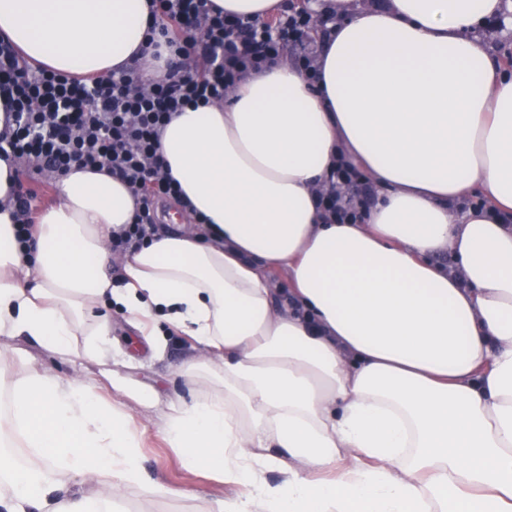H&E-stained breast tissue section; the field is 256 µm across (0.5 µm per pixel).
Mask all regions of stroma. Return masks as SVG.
Wrapping results in <instances>:
<instances>
[{
  "mask_svg": "<svg viewBox=\"0 0 512 512\" xmlns=\"http://www.w3.org/2000/svg\"><path fill=\"white\" fill-rule=\"evenodd\" d=\"M112 322L116 347L111 359L103 363L89 358L70 361L48 353L34 341L6 336H0V354L7 358L11 370L34 365L61 377L77 375L94 380L107 400L113 396L112 381L116 378L157 392L158 400L150 407L131 398L125 401L134 427L142 431L145 486L123 490L118 502L120 512H206L212 501L234 497L238 486L220 481L206 469L187 471L161 435L168 401L188 396L194 387L180 373L182 363L194 352L193 340L175 330H166L164 350L155 355L138 331L126 324L123 314L113 313Z\"/></svg>",
  "mask_w": 512,
  "mask_h": 512,
  "instance_id": "1",
  "label": "stroma"
}]
</instances>
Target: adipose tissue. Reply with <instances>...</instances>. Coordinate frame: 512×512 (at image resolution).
Returning <instances> with one entry per match:
<instances>
[{"instance_id":"obj_1","label":"adipose tissue","mask_w":512,"mask_h":512,"mask_svg":"<svg viewBox=\"0 0 512 512\" xmlns=\"http://www.w3.org/2000/svg\"><path fill=\"white\" fill-rule=\"evenodd\" d=\"M149 3L0 0V40L150 80ZM324 9L314 77L247 70L161 129L191 207L120 276L136 199L109 172L57 178L26 243L0 209V335L103 361L116 306L153 346L164 323L189 336L183 373L207 380L169 401L164 438L242 488L207 512H512V66L477 33L502 0ZM341 162L381 189L353 224L318 206ZM1 398L0 512H111L141 484V440L94 385L23 369Z\"/></svg>"}]
</instances>
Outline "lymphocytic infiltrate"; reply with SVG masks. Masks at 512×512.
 Returning <instances> with one entry per match:
<instances>
[{
    "label": "lymphocytic infiltrate",
    "instance_id": "obj_1",
    "mask_svg": "<svg viewBox=\"0 0 512 512\" xmlns=\"http://www.w3.org/2000/svg\"><path fill=\"white\" fill-rule=\"evenodd\" d=\"M152 51L167 50L165 76L143 84L118 70L105 80L34 68L0 41V86L9 92L0 122V156L18 175L108 170L137 198L135 221L112 235V248H137L157 229L156 205L180 194L163 171L158 137L173 112L223 100L241 70L276 60L316 26L306 10L275 20H243L208 0H152Z\"/></svg>",
    "mask_w": 512,
    "mask_h": 512
}]
</instances>
